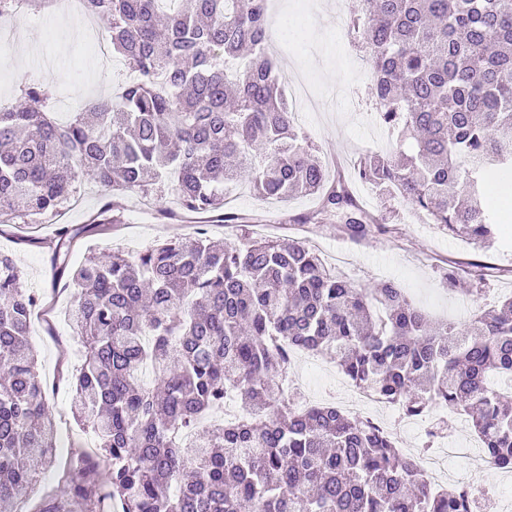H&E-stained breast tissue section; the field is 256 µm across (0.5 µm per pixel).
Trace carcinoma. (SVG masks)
Masks as SVG:
<instances>
[{
  "label": "carcinoma",
  "mask_w": 512,
  "mask_h": 512,
  "mask_svg": "<svg viewBox=\"0 0 512 512\" xmlns=\"http://www.w3.org/2000/svg\"><path fill=\"white\" fill-rule=\"evenodd\" d=\"M133 78L85 112L56 118L50 93L21 90L0 110V224L61 212L75 184L112 203L94 224H121L118 200L138 192L173 218L224 208L247 183L259 196L314 199L298 224L334 219L363 241L392 232L350 183L398 199L429 223L488 248L501 215L486 187L512 167V0H364L348 33L366 52L380 122L397 149L331 174L306 145L269 54L268 0H85ZM168 8H163L162 4ZM173 193L178 212L163 206ZM74 229L47 240L58 275ZM503 269L450 263L454 288ZM0 251V509L31 493L56 447L31 333L41 296ZM74 415L96 437L64 474L82 512H475L460 490L432 489L421 456L402 454L368 420L334 405L295 407L281 389L291 355L336 362L358 389L418 416L442 403L470 422L494 466L512 471V297L463 322L434 321L393 281L329 275L306 242L205 232L115 250L71 271ZM152 375L153 385L144 377ZM234 395L243 414L207 416Z\"/></svg>",
  "instance_id": "cac0c4a2"
}]
</instances>
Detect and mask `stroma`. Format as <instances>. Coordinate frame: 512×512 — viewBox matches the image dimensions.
<instances>
[{
  "mask_svg": "<svg viewBox=\"0 0 512 512\" xmlns=\"http://www.w3.org/2000/svg\"><path fill=\"white\" fill-rule=\"evenodd\" d=\"M271 10V54L286 81L304 78L311 99L299 124L309 138L312 152L322 162L336 160L349 171L374 148L382 127L374 111L372 79L351 50L347 23L362 0H275ZM86 32L76 19H66L51 11H32L19 22V32L8 52L0 54V95L10 100L20 96L17 75L20 67L31 68L36 82L53 94L56 105L84 110L95 100L114 92L128 73L120 59L101 66L84 51ZM354 191L367 207L380 211L392 230L356 242L342 237L331 224H294L291 216L307 212L313 205L307 196L273 203L248 186L236 190L234 210L261 217L273 236L306 238L319 243L325 256L342 259L341 274L357 284L392 280L406 288L411 299L435 320L462 321L480 306L512 295V208L509 221L501 225L495 246L487 251L474 249L459 236L418 219L404 204L371 194L366 185L354 183ZM125 222L117 228L83 235L74 246L71 263L80 265L88 250H133L163 239L193 234L205 227L216 239H231L232 232L209 216L196 221H161L156 207L147 206L137 194L120 201ZM16 225L0 227V250L11 252L25 271V284L45 295L46 305L32 318V341L38 351L40 376L47 387L52 407L57 447L52 464L40 475L32 497L16 501L15 512H31L36 498L53 494L60 506H67L68 494L61 480V468L70 459L90 453V439L76 422L70 407L69 376L79 364L82 345L66 323L69 295L53 292L54 274L46 249L16 245ZM466 262L473 259L510 269L507 277L493 278L480 289L449 290L441 280L443 260ZM342 373L336 363L318 357L297 361L288 372L290 386L299 388L310 406L338 402ZM396 440L397 448H439V440L429 434V422L408 417L375 405L362 409Z\"/></svg>",
  "mask_w": 512,
  "mask_h": 512,
  "instance_id": "1",
  "label": "stroma"
}]
</instances>
